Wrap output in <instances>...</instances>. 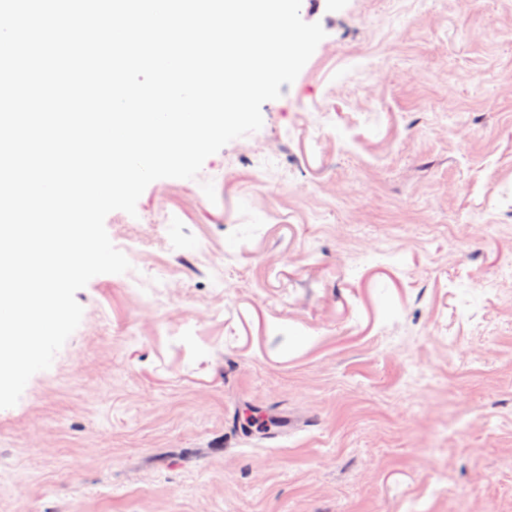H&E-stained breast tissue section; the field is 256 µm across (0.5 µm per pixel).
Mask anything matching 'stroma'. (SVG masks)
<instances>
[{
	"instance_id": "stroma-1",
	"label": "stroma",
	"mask_w": 512,
	"mask_h": 512,
	"mask_svg": "<svg viewBox=\"0 0 512 512\" xmlns=\"http://www.w3.org/2000/svg\"><path fill=\"white\" fill-rule=\"evenodd\" d=\"M300 15L262 128L106 217L0 512H512V0Z\"/></svg>"
}]
</instances>
